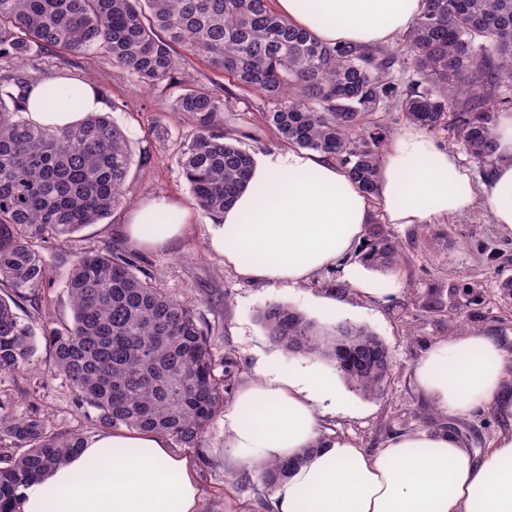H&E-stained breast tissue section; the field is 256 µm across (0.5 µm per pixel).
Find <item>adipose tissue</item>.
I'll return each instance as SVG.
<instances>
[{
	"label": "adipose tissue",
	"mask_w": 512,
	"mask_h": 512,
	"mask_svg": "<svg viewBox=\"0 0 512 512\" xmlns=\"http://www.w3.org/2000/svg\"><path fill=\"white\" fill-rule=\"evenodd\" d=\"M278 15L327 43L392 44L425 0H272ZM71 80L37 84L28 117L71 126L102 102L90 83L79 111L47 112ZM495 164L478 177L453 148L409 124L389 140L377 196L363 193L335 159L296 147L272 148L255 161L247 187L205 226L208 249L244 280L272 288L306 286L335 268L361 294L393 295L353 262L368 224H430L482 208L512 236V112L499 113ZM131 244L162 249L190 230L175 199L143 197L126 214ZM421 394L439 413L512 415V352L481 329L429 345L414 370ZM348 401L336 374L309 358L258 363L224 407V465L249 470L285 459L296 465L273 489L274 512H512V430L487 448H467L446 429L402 431L377 449L326 429ZM199 466L174 453L153 430L115 428L85 438L63 465L20 490L21 512H202Z\"/></svg>",
	"instance_id": "ef3b65f1"
}]
</instances>
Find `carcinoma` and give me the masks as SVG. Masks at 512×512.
Here are the masks:
<instances>
[{
  "instance_id": "1",
  "label": "carcinoma",
  "mask_w": 512,
  "mask_h": 512,
  "mask_svg": "<svg viewBox=\"0 0 512 512\" xmlns=\"http://www.w3.org/2000/svg\"><path fill=\"white\" fill-rule=\"evenodd\" d=\"M406 36V52L324 43L276 14L270 0H0V59L17 68L0 81V376L29 370L32 327L15 312L50 287L44 251L67 242L129 203L128 136L111 116L90 112L74 126H42L26 116L34 60L54 52H100L146 85L170 79L183 46L234 87L272 103L265 126L279 140L336 157L360 189L378 194V149L385 126L366 116L401 106L406 119L478 160L495 163L497 113L512 110V0H425ZM413 69L407 83L395 73ZM231 98L190 89L175 102L196 134L179 163L196 205L224 211L244 187L254 155L224 132ZM359 261L380 271L400 266L402 246L387 226L368 225ZM122 247L73 256L65 288L73 323L44 331L53 372L77 401L97 410L99 426L156 430L196 448L224 406L238 363L217 360L193 308L163 288ZM482 284L427 288L417 299L430 313L458 319L478 304ZM260 319L286 351L326 358L365 396L390 375L389 352L367 328L347 321L326 327L279 303ZM83 434L56 432L37 414L16 418L0 403V512H19L20 487L82 448ZM272 489L288 463L255 467Z\"/></svg>"
}]
</instances>
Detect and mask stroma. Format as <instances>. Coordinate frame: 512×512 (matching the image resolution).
Wrapping results in <instances>:
<instances>
[{"instance_id":"35a3bbf8","label":"stroma","mask_w":512,"mask_h":512,"mask_svg":"<svg viewBox=\"0 0 512 512\" xmlns=\"http://www.w3.org/2000/svg\"><path fill=\"white\" fill-rule=\"evenodd\" d=\"M178 78L150 87L139 84L126 70L99 53L72 54L67 58L48 53L40 68L51 77L88 81L102 92L103 109L122 126L130 140L134 161L129 195L132 200L151 194L177 199L190 214L191 230L168 249L143 251L146 271L162 287L194 305L215 345L217 358L234 357L238 378L252 375L258 360L275 358L281 364L294 356L267 337L259 319L271 303L291 306L320 319V302L328 284L343 283L339 270L323 272L305 287L291 291L271 289L240 279L226 269L223 258L209 252L202 237L208 215L197 207L178 164L181 146L195 133L191 118L176 111V99L189 89L217 90L225 83L222 73L208 63L176 48ZM234 107L224 115L226 133L254 154L278 146V139L260 119L269 108L259 94L236 90ZM126 207L113 210L99 223L83 228L64 245L45 253L53 285L44 291L38 307L22 304L19 316L32 324L38 338L32 357L33 372L0 377V401L17 417L37 413L57 431H98L97 412L77 406L67 379L51 373L53 352L41 333L46 323L72 324L73 311L65 281L72 254L108 245L128 246L124 232ZM403 247L401 266L388 278L398 291L387 302L359 295L355 289L336 294L344 320L366 326L387 346L391 376L381 396L364 397L348 389L351 410L329 417L330 429L355 437L364 447L377 448L400 431L446 428L456 432L466 447L483 449L495 434L512 427V416L476 412L452 419L439 414L414 384L413 371L426 345L454 336L442 318L425 311L409 296L410 288L444 286L451 281L482 283L480 304L467 321L468 327L490 332L512 350V300L503 299L494 282L499 274L512 276V237L501 234L482 210L444 224L391 225ZM200 462L203 512H268L271 492L256 471L224 466V421L215 417L200 447L191 449Z\"/></svg>"}]
</instances>
